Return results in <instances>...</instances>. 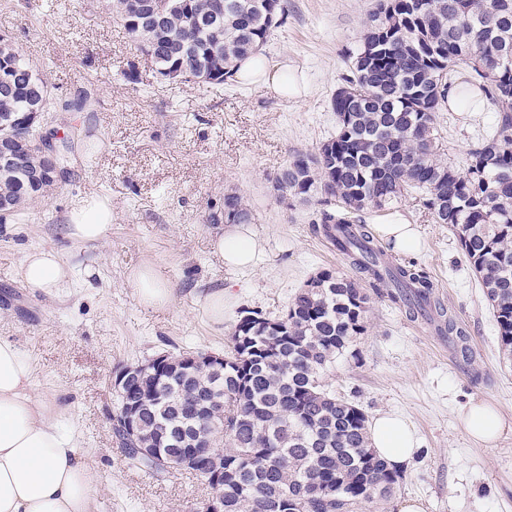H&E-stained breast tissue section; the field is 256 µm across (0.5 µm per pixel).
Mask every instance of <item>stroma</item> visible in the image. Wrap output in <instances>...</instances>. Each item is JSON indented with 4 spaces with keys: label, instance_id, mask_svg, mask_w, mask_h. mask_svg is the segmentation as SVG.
I'll return each instance as SVG.
<instances>
[{
    "label": "stroma",
    "instance_id": "1",
    "mask_svg": "<svg viewBox=\"0 0 512 512\" xmlns=\"http://www.w3.org/2000/svg\"><path fill=\"white\" fill-rule=\"evenodd\" d=\"M380 0H288L263 54L304 85L278 95L234 77L224 85L156 78L124 28L107 17L108 0H0V35L45 70L56 110L51 125L79 137L52 194L0 223V336L32 357L38 393L65 406L93 467L94 512H201L210 493L181 470L155 478L132 466L111 417L116 367L163 351L224 352L245 312L281 316L317 273H349L343 255L313 225L317 201L281 200L274 181L299 153H316L336 133L332 99ZM134 69L138 80L124 72ZM494 108L438 114L445 155L465 169L471 145L488 133ZM237 192L254 220L224 223V196ZM95 193L112 204L103 244L66 236V212ZM401 217L421 246L410 258L430 275L463 338L435 331L429 317L373 298L367 329L326 372L337 396L368 419L393 413L413 426L418 448L386 512L418 499L426 512H512V435L496 447L465 434L460 412L487 401L512 422V368L503 363L495 319L460 245L418 199L365 211L368 224ZM259 244L255 263L225 266L213 240L230 230ZM52 248L74 269L60 297L23 283L25 251ZM148 263L172 288L169 304L148 308L126 284ZM224 293L216 322L206 297Z\"/></svg>",
    "mask_w": 512,
    "mask_h": 512
}]
</instances>
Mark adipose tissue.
<instances>
[{"label": "adipose tissue", "mask_w": 512, "mask_h": 512, "mask_svg": "<svg viewBox=\"0 0 512 512\" xmlns=\"http://www.w3.org/2000/svg\"><path fill=\"white\" fill-rule=\"evenodd\" d=\"M70 239L86 244L105 242L112 233V207L96 194L81 198L67 213ZM20 273L29 288L58 296L70 287L73 269L51 249L26 251ZM128 282L139 301L160 307L172 289L149 264L133 270ZM34 363L10 338L0 336V512H93L94 476L74 433L60 421V410L32 388ZM469 437L492 446L512 432L498 409L488 403L470 404L461 415ZM374 449L400 469L416 451L411 425L386 414L371 426Z\"/></svg>", "instance_id": "ef3b65f1"}]
</instances>
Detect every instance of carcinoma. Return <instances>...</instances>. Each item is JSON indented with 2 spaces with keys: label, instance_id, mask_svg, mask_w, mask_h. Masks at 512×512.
<instances>
[{
  "label": "carcinoma",
  "instance_id": "obj_1",
  "mask_svg": "<svg viewBox=\"0 0 512 512\" xmlns=\"http://www.w3.org/2000/svg\"><path fill=\"white\" fill-rule=\"evenodd\" d=\"M127 0L110 5L134 44L156 42V65L185 74L232 76L235 62L260 49L283 0H229L222 25L199 26L213 0H143L154 21L135 26ZM0 113L25 112L33 97L49 107L45 75L9 39L0 40ZM468 68L487 81L496 108L491 133L472 145L466 172L441 161L444 137L437 112L451 76ZM512 0H387L353 59V76L333 97L336 135L315 154H298L277 177L278 188L301 202L318 194L347 212L323 209L315 231L341 252L353 276L324 272L318 288L298 292L277 326L238 323L224 366L190 365L132 379L126 400L139 406L138 434L121 421L113 432L131 464L157 477L190 450L196 469L221 494L223 512H359L394 495L403 472L370 446L367 416L336 397L327 369L365 331L372 290L414 318L438 305L427 272L380 257L384 247L359 213L407 193L421 196L436 223L457 237L491 306L504 355L512 360ZM23 166L0 175V195L22 209L41 199ZM224 223L250 224L243 196H224ZM138 448H155L152 458Z\"/></svg>",
  "mask_w": 512,
  "mask_h": 512
}]
</instances>
